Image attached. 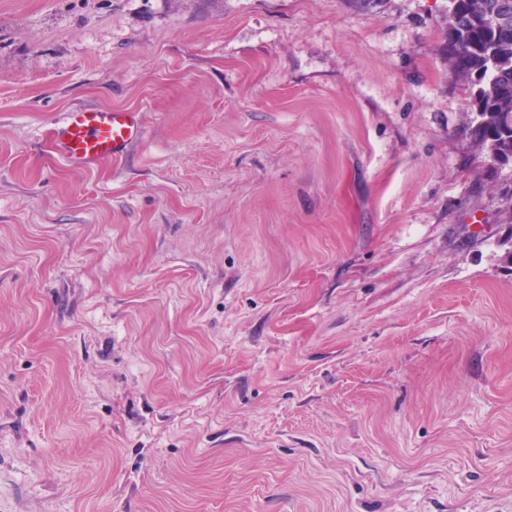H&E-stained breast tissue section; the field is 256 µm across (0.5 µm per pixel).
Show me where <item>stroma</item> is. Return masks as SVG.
I'll list each match as a JSON object with an SVG mask.
<instances>
[{"label":"stroma","instance_id":"1","mask_svg":"<svg viewBox=\"0 0 512 512\" xmlns=\"http://www.w3.org/2000/svg\"><path fill=\"white\" fill-rule=\"evenodd\" d=\"M448 0H0V512H512V161ZM140 112L120 162L49 127Z\"/></svg>","mask_w":512,"mask_h":512}]
</instances>
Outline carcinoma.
I'll return each instance as SVG.
<instances>
[{"label": "carcinoma", "instance_id": "carcinoma-1", "mask_svg": "<svg viewBox=\"0 0 512 512\" xmlns=\"http://www.w3.org/2000/svg\"><path fill=\"white\" fill-rule=\"evenodd\" d=\"M502 21L492 27L486 16ZM452 74L472 87L476 117L469 135L503 161L512 159V0H459L454 13Z\"/></svg>", "mask_w": 512, "mask_h": 512}]
</instances>
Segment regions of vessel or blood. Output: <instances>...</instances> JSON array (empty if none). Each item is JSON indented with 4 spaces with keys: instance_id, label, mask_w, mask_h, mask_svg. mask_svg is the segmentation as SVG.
Returning <instances> with one entry per match:
<instances>
[{
    "instance_id": "obj_1",
    "label": "vessel or blood",
    "mask_w": 512,
    "mask_h": 512,
    "mask_svg": "<svg viewBox=\"0 0 512 512\" xmlns=\"http://www.w3.org/2000/svg\"><path fill=\"white\" fill-rule=\"evenodd\" d=\"M140 113L76 107L65 112L52 131L61 156L73 164L120 159L144 138Z\"/></svg>"
}]
</instances>
